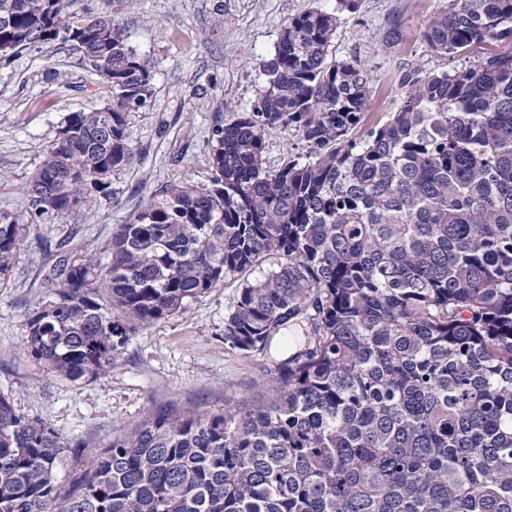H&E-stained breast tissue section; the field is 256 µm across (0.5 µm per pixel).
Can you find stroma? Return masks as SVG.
Masks as SVG:
<instances>
[{
	"label": "stroma",
	"mask_w": 512,
	"mask_h": 512,
	"mask_svg": "<svg viewBox=\"0 0 512 512\" xmlns=\"http://www.w3.org/2000/svg\"><path fill=\"white\" fill-rule=\"evenodd\" d=\"M314 0H74L126 25L134 49L154 66L151 106L130 116L137 161L113 173L112 194L91 199L79 223L46 215L31 223L24 187L44 149L72 112H90L110 89L67 44L38 45L0 55V212L29 231L10 278L0 286V393L16 412L49 422L67 440L106 447L113 435L160 415L220 412L230 399L271 382L269 363L224 343V314L239 284L229 281L189 302L176 315L131 336L111 369L92 381L57 376L23 353L26 314L44 299L45 278L72 251L104 256L120 224L168 183H207L210 129L221 114L250 111L284 22ZM442 0H358L343 12L333 59L373 79L364 131L385 122L402 95L399 71L408 63L431 72L464 67V57L434 53L422 33ZM223 16H216V7ZM399 24L400 40L382 33Z\"/></svg>",
	"instance_id": "1"
}]
</instances>
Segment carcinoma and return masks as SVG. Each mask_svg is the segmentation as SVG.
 Listing matches in <instances>:
<instances>
[{
    "label": "carcinoma",
    "mask_w": 512,
    "mask_h": 512,
    "mask_svg": "<svg viewBox=\"0 0 512 512\" xmlns=\"http://www.w3.org/2000/svg\"><path fill=\"white\" fill-rule=\"evenodd\" d=\"M72 0H0V51L68 43L112 92L72 112L24 188L31 223H71L138 151L152 64L118 19ZM335 0L285 21L249 112L211 127L210 184L162 187L108 243L75 250L27 315L24 355L72 381L129 337L245 270L224 344L273 383L222 413L163 415L83 445L0 393V512H512V52L428 73L406 64L388 120L358 138L371 77L328 61ZM457 56L512 41V0H448L423 32ZM293 129L305 160L265 162ZM26 225L0 212V282ZM92 455L91 452H86L81 458H68L61 463L58 468V476L61 484L68 487L74 483L87 467Z\"/></svg>",
    "instance_id": "carcinoma-1"
}]
</instances>
